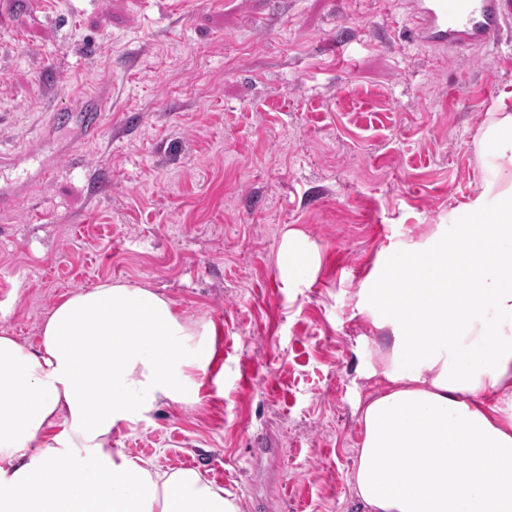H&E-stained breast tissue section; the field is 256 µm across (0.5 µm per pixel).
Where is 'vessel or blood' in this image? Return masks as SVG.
<instances>
[{"instance_id":"obj_1","label":"vessel or blood","mask_w":512,"mask_h":512,"mask_svg":"<svg viewBox=\"0 0 512 512\" xmlns=\"http://www.w3.org/2000/svg\"><path fill=\"white\" fill-rule=\"evenodd\" d=\"M512 17V0H415L413 36L437 49L480 48L496 39L502 23ZM103 105L84 109L78 116L81 141L104 133Z\"/></svg>"}]
</instances>
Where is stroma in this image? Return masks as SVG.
I'll return each instance as SVG.
<instances>
[{
	"instance_id": "35a3bbf8",
	"label": "stroma",
	"mask_w": 512,
	"mask_h": 512,
	"mask_svg": "<svg viewBox=\"0 0 512 512\" xmlns=\"http://www.w3.org/2000/svg\"><path fill=\"white\" fill-rule=\"evenodd\" d=\"M413 3L32 0L0 28V151L21 157L7 183L56 161L0 212V331L38 347L58 303L109 280L213 323L200 402L111 445L201 472L242 512H362L374 386L352 297L382 248L482 189L476 140L512 92V19L487 47L442 52L411 40ZM99 87L109 139L44 135L55 107ZM291 229L320 256L299 292L278 263Z\"/></svg>"
}]
</instances>
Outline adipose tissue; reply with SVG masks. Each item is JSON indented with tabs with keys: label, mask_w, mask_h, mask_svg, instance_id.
<instances>
[{
	"label": "adipose tissue",
	"mask_w": 512,
	"mask_h": 512,
	"mask_svg": "<svg viewBox=\"0 0 512 512\" xmlns=\"http://www.w3.org/2000/svg\"><path fill=\"white\" fill-rule=\"evenodd\" d=\"M484 179L420 239L381 250L353 296L361 374L354 487L366 512H512V106L477 139ZM289 287L319 255L289 231ZM30 348L0 333V512H242L192 469L168 471L112 447L115 428L161 405L199 401L212 324L151 289L104 282L44 320Z\"/></svg>",
	"instance_id": "1"
}]
</instances>
